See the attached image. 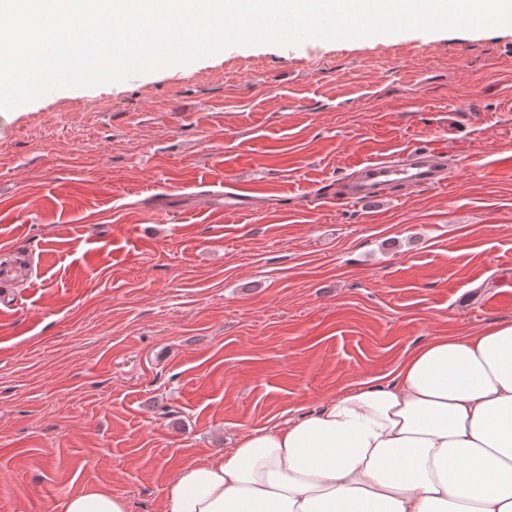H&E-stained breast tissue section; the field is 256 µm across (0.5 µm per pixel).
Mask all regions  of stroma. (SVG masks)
<instances>
[{"label":"stroma","mask_w":512,"mask_h":512,"mask_svg":"<svg viewBox=\"0 0 512 512\" xmlns=\"http://www.w3.org/2000/svg\"><path fill=\"white\" fill-rule=\"evenodd\" d=\"M421 142L451 184L336 199ZM15 249L40 262L0 303V512H162L251 430L512 321V27L234 45L0 111ZM63 512H128V504L112 491H79L67 496Z\"/></svg>","instance_id":"obj_1"}]
</instances>
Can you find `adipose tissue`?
Returning a JSON list of instances; mask_svg holds the SVG:
<instances>
[{
  "mask_svg": "<svg viewBox=\"0 0 512 512\" xmlns=\"http://www.w3.org/2000/svg\"><path fill=\"white\" fill-rule=\"evenodd\" d=\"M164 512H512V322L251 431L180 472Z\"/></svg>",
  "mask_w": 512,
  "mask_h": 512,
  "instance_id": "1",
  "label": "adipose tissue"
}]
</instances>
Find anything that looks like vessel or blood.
Listing matches in <instances>:
<instances>
[{"instance_id": "obj_1", "label": "vessel or blood", "mask_w": 512, "mask_h": 512, "mask_svg": "<svg viewBox=\"0 0 512 512\" xmlns=\"http://www.w3.org/2000/svg\"><path fill=\"white\" fill-rule=\"evenodd\" d=\"M452 177L441 152L425 144L390 157L356 163L353 176L338 183L336 192L346 200L370 202L382 199L389 185L442 186Z\"/></svg>"}]
</instances>
